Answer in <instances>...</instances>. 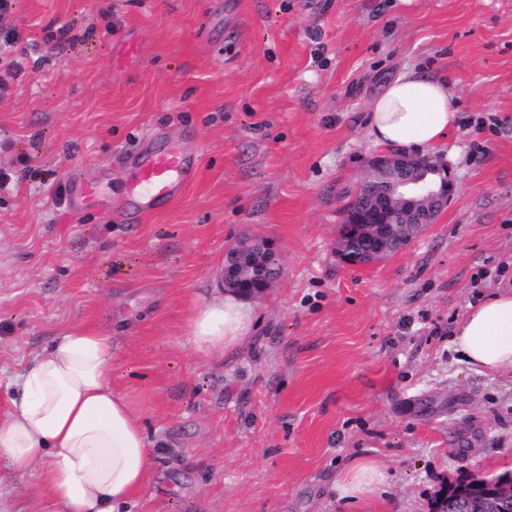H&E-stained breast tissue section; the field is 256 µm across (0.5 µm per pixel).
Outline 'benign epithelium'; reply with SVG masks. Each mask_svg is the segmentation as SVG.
Returning a JSON list of instances; mask_svg holds the SVG:
<instances>
[{"label": "benign epithelium", "instance_id": "7a95c632", "mask_svg": "<svg viewBox=\"0 0 512 512\" xmlns=\"http://www.w3.org/2000/svg\"><path fill=\"white\" fill-rule=\"evenodd\" d=\"M441 170L437 157L416 155L405 149L383 150L367 161L362 182L363 203L354 223L358 234L372 244L369 250L358 248L354 238L340 235L337 251L341 258L353 266L372 265L389 253L390 247L402 249L426 224H431L448 207L452 193L451 182H443L434 189L426 176ZM268 263L261 268L262 275L251 279L245 274L251 263L253 245L246 243L236 249L232 267H224L221 275L223 288H231L247 296H255L268 287L279 273L273 265L276 252L271 245ZM475 485L491 488L488 497L496 500L497 512H512V479L470 476Z\"/></svg>", "mask_w": 512, "mask_h": 512}]
</instances>
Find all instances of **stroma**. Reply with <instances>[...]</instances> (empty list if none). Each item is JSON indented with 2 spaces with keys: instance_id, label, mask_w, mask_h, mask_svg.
Segmentation results:
<instances>
[{
  "instance_id": "35a3bbf8",
  "label": "stroma",
  "mask_w": 512,
  "mask_h": 512,
  "mask_svg": "<svg viewBox=\"0 0 512 512\" xmlns=\"http://www.w3.org/2000/svg\"><path fill=\"white\" fill-rule=\"evenodd\" d=\"M136 53H128L129 45ZM0 55V411L8 382L68 327L112 331V371L152 451L130 512H359L351 463L385 472L377 512H433L460 477L512 471V375L452 344L512 286V0H21ZM447 77L458 123L432 147L452 199L405 250L336 253L346 191L376 151L382 81ZM149 132L197 158L162 208L118 209ZM94 184L74 202V174ZM279 278L219 359L186 331L242 238ZM36 476L0 512H50Z\"/></svg>"
}]
</instances>
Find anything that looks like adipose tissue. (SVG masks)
Returning <instances> with one entry per match:
<instances>
[{"label": "adipose tissue", "instance_id": "1", "mask_svg": "<svg viewBox=\"0 0 512 512\" xmlns=\"http://www.w3.org/2000/svg\"><path fill=\"white\" fill-rule=\"evenodd\" d=\"M446 81L410 71L388 80L368 103L374 144L423 150L438 145L457 122ZM254 308L227 292L193 305L186 321L197 353L224 356L254 330ZM453 344L476 370L512 374V289L472 308ZM0 415V466L36 475L52 512H126L143 490L151 456L142 417L112 383V335L84 324L65 331L12 383ZM381 465H349L336 488L349 501L370 499L383 484Z\"/></svg>", "mask_w": 512, "mask_h": 512}]
</instances>
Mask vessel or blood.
I'll use <instances>...</instances> for the list:
<instances>
[{
	"label": "vessel or blood",
	"instance_id": "b4317fda",
	"mask_svg": "<svg viewBox=\"0 0 512 512\" xmlns=\"http://www.w3.org/2000/svg\"><path fill=\"white\" fill-rule=\"evenodd\" d=\"M124 164L131 170L125 206L136 211L172 201L196 170L195 158L178 143L159 148L151 139Z\"/></svg>",
	"mask_w": 512,
	"mask_h": 512
}]
</instances>
